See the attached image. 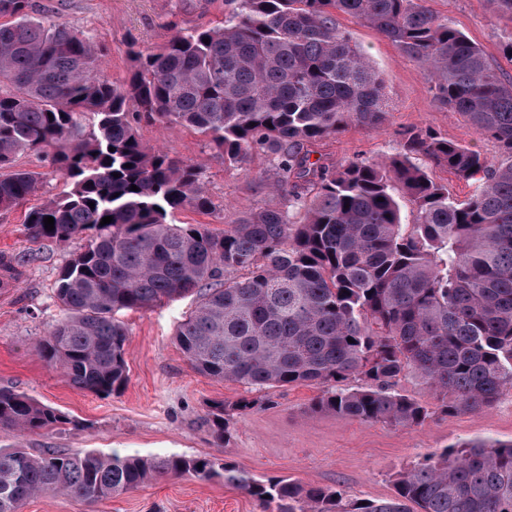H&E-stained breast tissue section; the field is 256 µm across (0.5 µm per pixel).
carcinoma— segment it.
<instances>
[{
    "mask_svg": "<svg viewBox=\"0 0 512 512\" xmlns=\"http://www.w3.org/2000/svg\"><path fill=\"white\" fill-rule=\"evenodd\" d=\"M224 5L220 24L134 52L117 87L100 78L90 38L35 17L32 0H0V83L12 86L0 92V169L31 154L59 173L67 190L25 223L34 239H87L57 279L65 316L38 344L40 357L71 385L112 395L128 380V330L116 315L193 296L175 338L204 376L258 392L323 385L311 409L395 427L437 410L491 408L512 390V81L422 0ZM338 13L425 64L434 100L493 140L500 161L432 132L406 133L405 153L386 161H310L314 142L387 116L384 78ZM143 119L195 128L230 165L268 154L292 181L288 208L249 209L219 233L169 222L176 209L213 202L202 166L142 143ZM421 156L469 183L470 198L456 202ZM40 186L29 170L0 174V208ZM407 204L411 224L402 223ZM409 371L435 407L395 391ZM264 404L272 400L213 402L215 438L230 437L233 412ZM66 424L76 421L0 389V430ZM185 474L222 479L273 512H512V442L480 441L425 458L400 475L394 497L365 503L206 456L0 448V512H22L44 493L91 504Z\"/></svg>",
    "mask_w": 512,
    "mask_h": 512,
    "instance_id": "cac0c4a2",
    "label": "carcinoma"
}]
</instances>
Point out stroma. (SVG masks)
Masks as SVG:
<instances>
[{"instance_id":"stroma-1","label":"stroma","mask_w":512,"mask_h":512,"mask_svg":"<svg viewBox=\"0 0 512 512\" xmlns=\"http://www.w3.org/2000/svg\"><path fill=\"white\" fill-rule=\"evenodd\" d=\"M34 2L40 17L67 24L103 48L101 76L117 86L134 67L132 49H158L177 30L213 26L224 18L220 0L204 12L183 0ZM424 4L448 18L504 76L512 78V60L502 53L503 42L512 36V17L496 13L489 0H424ZM336 21L383 74L388 117L380 127L356 125L317 142L311 148L312 160L336 166L354 158L395 157L403 152L406 132L430 131L498 161L493 141L435 102L421 62L406 57L348 15L338 14ZM137 133L145 145L204 167L212 210L203 214L186 207L175 212L173 223L204 224L220 232L237 222L242 208L288 203L287 189L276 186L282 173L267 154L255 152L230 166L192 128L144 121ZM64 188L63 178L48 172L36 195L14 208L0 209V257L17 262L12 273L0 267V277L7 275L13 281L12 287L0 288V389L27 394L71 422L38 433L2 430L0 447L35 454L60 448L157 457L201 455L233 463L258 479L285 478L335 489L352 500H379L394 494L400 473L449 446L512 441V391L502 394L488 412H439L421 425L402 428L312 410L321 386L295 385L275 389L271 405L235 416L230 440L220 442L207 420L210 404L235 402L247 389L191 367L174 336L192 305L188 297L124 314L129 332L128 382L120 393L100 397L73 387L60 367L39 356L36 344L62 316L55 281L85 241L77 238L59 245L35 240L24 222L31 208ZM23 512H263V508L222 480L167 475L94 504L62 494L40 495L29 499Z\"/></svg>"}]
</instances>
